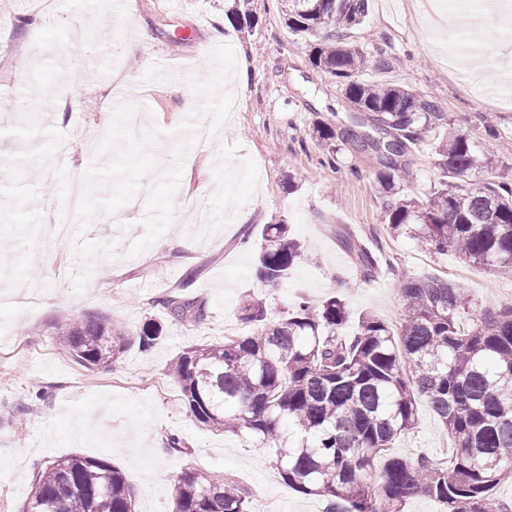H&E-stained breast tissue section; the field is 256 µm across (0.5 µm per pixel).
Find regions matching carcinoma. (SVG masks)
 I'll return each mask as SVG.
<instances>
[{
    "label": "carcinoma",
    "mask_w": 512,
    "mask_h": 512,
    "mask_svg": "<svg viewBox=\"0 0 512 512\" xmlns=\"http://www.w3.org/2000/svg\"><path fill=\"white\" fill-rule=\"evenodd\" d=\"M288 28L318 40L312 65L336 80L364 121L382 129L374 141L381 167L378 192L387 202L391 237L421 248L454 251L468 263L512 274V182L477 184L489 166L463 134L450 132L435 147L439 177L421 199L396 192L398 157L422 129L442 119L433 101L398 86L370 83L369 69L390 65L383 53L320 34L359 25L368 0H284ZM255 274L263 284L287 278L302 252L286 224H266ZM336 240L365 279L380 256L351 232ZM406 311L398 329L373 315L351 334L339 297L314 308L298 304L287 317L267 321L263 303H243L251 333L179 355L170 374L195 419L215 431L280 442L282 477L306 495L324 498L326 512H402L416 496L434 497L448 512H512L495 498L512 479V306L465 315L456 281L437 275L399 279ZM157 304L173 317L201 322L205 305L177 295ZM56 335L75 361L91 369L129 345L149 351L159 327L135 331L100 318H67ZM424 400L453 438L448 461L425 455L389 456L388 448L416 423ZM28 512H133V494L121 470L102 460L69 456L40 468ZM175 512H251L252 495L232 481L219 483L184 471L172 489Z\"/></svg>",
    "instance_id": "obj_1"
}]
</instances>
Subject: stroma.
I'll list each match as a JSON object with an SVG mask.
<instances>
[{
  "mask_svg": "<svg viewBox=\"0 0 512 512\" xmlns=\"http://www.w3.org/2000/svg\"><path fill=\"white\" fill-rule=\"evenodd\" d=\"M55 3L49 23L35 0H0V116L21 123L53 102L39 117L46 136L0 134V173L12 178L21 159L27 176L40 180L29 147L49 151L58 134L70 143L47 193L0 195V512H23L37 470L68 455L119 468L133 488L134 512H172L171 487L188 469L234 481L254 500L277 499V512H325L324 498L283 480L274 443L199 423L167 374L170 363L190 346L246 333L241 307L249 298L261 299L275 321L297 302L318 306L338 296L351 320L371 314L396 326L402 277L452 278L475 310L512 304V276L389 235L375 154L345 143L335 154L313 134L322 124L343 131L351 107L334 79L314 72L282 0H250L245 20L234 16V0H99L94 18L78 0ZM92 25L111 53H75L72 32ZM461 38L497 45L512 37L472 15L434 39L423 0H369L364 21L345 32L346 43L379 46L394 59L368 80L419 92L443 115L403 157L399 194L428 192L437 177L433 146L450 130L491 157L493 179L512 182V84L481 91L449 70L447 46ZM242 56L250 75L238 92L224 65ZM131 110L144 116L134 137L125 127ZM76 169L90 186L80 212L68 199ZM240 206L254 208L250 223H234ZM46 208L67 216L72 234L42 255L34 245ZM21 210L23 223L14 219ZM103 210L125 212V223L102 221ZM278 223L289 225L303 256L271 287L256 279L254 257L263 225ZM339 226L381 248L374 277L363 278L338 245ZM105 267L111 278L101 277ZM166 295L204 303L206 321L168 315L157 303ZM87 316L127 330L153 321L162 332L149 352L132 345L88 369L55 336L59 321ZM172 435L182 450L168 448ZM452 446L422 403L415 427L390 453L446 461Z\"/></svg>",
  "mask_w": 512,
  "mask_h": 512,
  "instance_id": "stroma-1",
  "label": "stroma"
}]
</instances>
